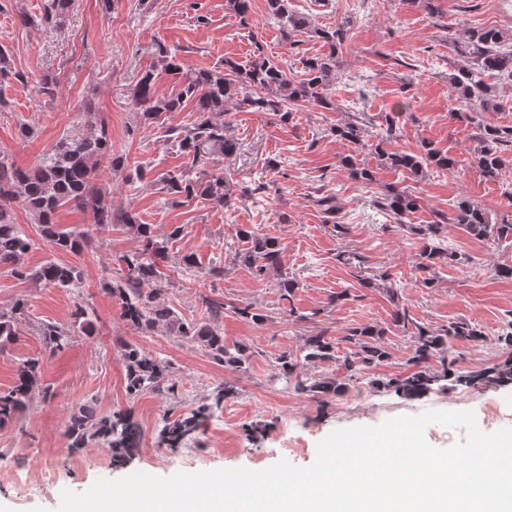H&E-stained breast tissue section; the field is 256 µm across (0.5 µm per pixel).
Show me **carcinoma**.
<instances>
[{
    "instance_id": "obj_1",
    "label": "carcinoma",
    "mask_w": 512,
    "mask_h": 512,
    "mask_svg": "<svg viewBox=\"0 0 512 512\" xmlns=\"http://www.w3.org/2000/svg\"><path fill=\"white\" fill-rule=\"evenodd\" d=\"M73 5L74 0H48L45 20L57 25L62 23ZM225 9L239 17L240 23L248 24L250 0H225ZM266 9L281 24L285 38L290 39L298 32H308L329 48V52L305 60L303 78L288 76L282 65L266 57L263 46L256 41L253 60L249 64L242 67L226 59L224 67L216 70L188 69L180 60L178 48L158 47L165 71L180 82L178 94L171 98H161L156 94L153 73L147 72L138 80L134 101L141 106L144 116L152 118L162 112H175L185 103L193 104L196 114L191 125L167 130V137L177 142L185 158L182 165L168 171L162 178L168 193L186 199L208 197L221 206L228 203L230 188L224 176L212 174L206 180L190 177L201 161V146L209 145L226 156L237 150L235 140L224 136L221 117L226 103L239 97L242 104L252 111L279 112L284 120L293 112L292 106L299 103L324 110L335 108L328 91L335 80L337 56L346 42L350 20L345 18L334 27L312 29L307 18L292 9L290 0H266ZM511 42L512 34L506 36L496 28L466 29L448 40V47L460 60L448 73V89L458 105L477 113L494 107L495 85L489 80L505 75L512 77ZM385 122L384 135L374 147L381 166L409 173L420 182L432 166L448 170L455 165L451 156L426 142L415 154L385 150V140L396 133L394 120L387 116ZM478 130L477 167L485 179L495 181L505 164L503 147L512 146V126L480 123ZM329 132L340 141L359 145L365 134L363 118L353 115L331 127ZM102 159L115 170L124 167L123 157L112 154V145L103 126L97 132L61 137L51 152L30 168L22 169L0 159V266L19 265L33 246V241L11 218L12 206L16 203L34 216L40 224L42 239L55 251L79 253L90 244L82 235L59 229L56 213L61 207L70 205L89 213L91 223L100 227L116 220L128 226L141 242V248L122 257L125 267L121 269V276L108 288L112 297L120 301L122 319L142 331L165 327L200 347L215 363L239 371L246 369L250 358L248 348L226 345L223 333L215 324L224 315V303L204 300V318L188 322L165 302L166 289L163 285L168 283V278L162 268L169 263L167 246L157 240L151 225L139 223L131 212L117 215L112 211L98 184V161ZM341 167L350 179L365 183L376 181L375 172L358 164L351 155L342 158ZM314 203L333 226H338L334 197L319 196ZM377 205L400 222L420 208V197L408 186L388 185ZM450 223L479 240L512 238V222L491 223L484 209L461 196L454 202L451 216L442 214L431 224L410 225V231L421 240L416 263L418 269L428 271L440 264L461 262L457 252L441 246ZM237 237L246 242V247L235 249L234 261L254 276L262 278L282 267L283 250L278 240L259 237L243 226L237 228ZM28 277L46 286L72 290L82 284L83 271L75 265L49 260L32 269ZM26 306L25 300L18 299L10 309L0 310V349L14 341L16 325L25 314ZM232 310L238 317L255 325H262L269 318L265 310L251 303L234 306ZM72 318L67 328L52 323L41 327L40 335L50 354L65 352L76 332L89 331L91 321L84 305L75 304ZM392 321L394 326L408 332L413 342L412 356L406 360L407 372L403 374L366 379L370 369L391 358L384 343V330L373 325L354 328L342 337V341L351 345L345 353L338 350L336 337L328 335L325 330L305 336L298 350L285 351L275 357L274 366L286 380L294 381L295 392L320 401L339 396L350 383L364 379L376 392H393L405 398H419L449 385L496 389L512 387V355L466 371L454 368L455 361L448 359V349L457 342L466 341L475 347L482 345L484 332L477 324L461 319L433 328L416 321L404 307L395 309ZM121 355L130 397H136L147 389L175 392L176 383L172 382L166 360L129 343L121 345ZM431 360L438 362V366L430 365ZM327 362L338 364L344 377L309 378L305 374L306 367ZM37 391H46L41 384V366L39 360L29 359L23 363L15 383L0 392V425L22 415ZM236 395L234 385L226 382L203 398L190 413L173 420L164 418L159 442L170 448L181 446L214 410ZM67 431L78 448L90 438L103 439L116 467L130 464L139 451L140 427L129 411L101 414L93 404L86 403L70 416Z\"/></svg>"
}]
</instances>
